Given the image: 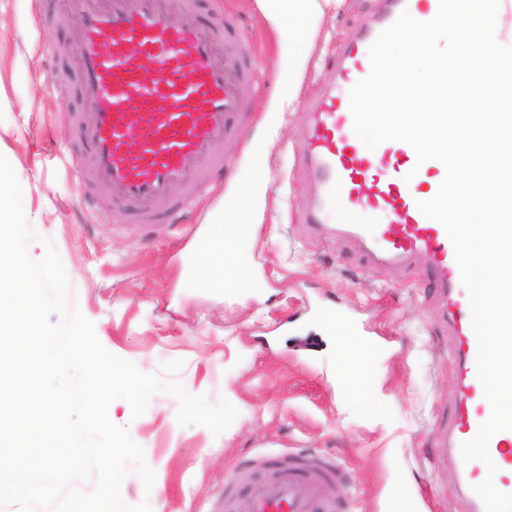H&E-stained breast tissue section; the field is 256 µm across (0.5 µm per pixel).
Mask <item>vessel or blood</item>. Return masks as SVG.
I'll use <instances>...</instances> for the list:
<instances>
[{
    "mask_svg": "<svg viewBox=\"0 0 512 512\" xmlns=\"http://www.w3.org/2000/svg\"><path fill=\"white\" fill-rule=\"evenodd\" d=\"M379 19L346 47L336 79L312 100L295 151L311 191L303 198L306 227L335 229L357 241L368 260L400 273L423 271L452 340L456 405L451 424L436 446L459 491L461 512H485L475 493L482 461H463L461 446L477 434L491 406L477 376L478 342L467 289L461 286L454 247L445 228L425 217L419 202L437 193L446 175L435 159L417 163L413 148L389 140L368 149L354 132L349 94L370 72L360 44L375 41L401 12L431 20L439 0H384ZM80 39L77 69L89 105L79 128L87 154L73 160L80 188H112L96 202L113 223L150 229L179 223L202 191L225 168L224 143L247 117L244 86L257 60L241 31L223 10L204 12L202 0H70ZM181 21L171 25V13ZM223 67H214L216 53ZM373 209L383 217L365 224ZM342 222L330 225L329 218ZM324 321L346 358L337 381L354 386L367 374L376 348L350 319L325 312ZM489 454L501 472L499 491L512 494V430L496 433ZM311 453L277 460L271 479L249 480L245 495L224 491L226 512H338L344 496L338 465L313 475Z\"/></svg>",
    "mask_w": 512,
    "mask_h": 512,
    "instance_id": "b4317fda",
    "label": "vessel or blood"
}]
</instances>
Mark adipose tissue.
<instances>
[{"label": "adipose tissue", "instance_id": "1", "mask_svg": "<svg viewBox=\"0 0 512 512\" xmlns=\"http://www.w3.org/2000/svg\"><path fill=\"white\" fill-rule=\"evenodd\" d=\"M345 0H265L266 13L276 27L288 31V60L282 68L280 98L295 104L307 68L317 28L328 6H343Z\"/></svg>", "mask_w": 512, "mask_h": 512}]
</instances>
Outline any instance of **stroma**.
<instances>
[{
  "instance_id": "stroma-1",
  "label": "stroma",
  "mask_w": 512,
  "mask_h": 512,
  "mask_svg": "<svg viewBox=\"0 0 512 512\" xmlns=\"http://www.w3.org/2000/svg\"><path fill=\"white\" fill-rule=\"evenodd\" d=\"M262 0H221L260 66L247 86L253 117L224 146V180L183 223L156 233L122 230L83 206L63 156L82 154L85 100L74 70L78 31L67 0H0V154L22 187L25 216L38 238L32 259L52 241L70 283L68 304L90 320L110 353L146 374L179 360L193 395L225 397L239 415L220 435L181 427L179 403L155 394L128 424L155 472L121 486L126 504L152 512H224V483L261 456L315 452L345 464L353 512H385L391 489L422 500L421 512H460L447 471L434 468L435 442L455 408L452 342L431 304L426 278L368 265L356 241L305 228L301 197L310 185L293 157L305 102L332 78L335 62L381 0H346L319 25L294 111L277 112L288 34L276 31ZM67 111H60V102ZM269 140L264 170L251 146ZM265 184L261 219H250V288H197L196 237L224 198L256 179ZM327 307L381 342L367 381L338 395L342 357L318 319Z\"/></svg>"
}]
</instances>
